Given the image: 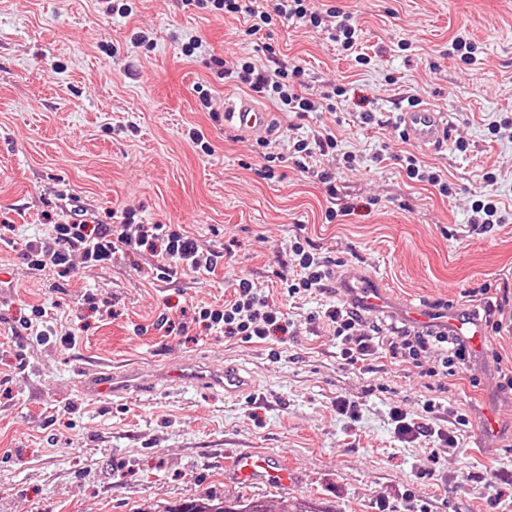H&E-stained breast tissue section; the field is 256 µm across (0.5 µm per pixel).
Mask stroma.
I'll return each instance as SVG.
<instances>
[{"mask_svg": "<svg viewBox=\"0 0 512 512\" xmlns=\"http://www.w3.org/2000/svg\"><path fill=\"white\" fill-rule=\"evenodd\" d=\"M128 4L123 18L96 0H0V512H173L224 495L275 504L278 490L232 479L242 453L282 456L288 494L310 512H512V392L502 387L512 377V0H308L318 14L353 15L349 51L277 19L251 35L239 14ZM135 28L151 32V45L129 42ZM191 38L209 53L184 57ZM456 40L474 44L472 59L450 53ZM271 49L303 69L302 91L322 108L299 119L263 99L273 114L264 148L224 122L225 101L251 92L209 57L263 65ZM335 85L343 95H331ZM413 102L447 112L452 143L427 150L400 137L396 109ZM192 128L210 153L187 138ZM324 130L336 150L298 166L294 140ZM408 153L450 194L410 180L399 161ZM267 165L273 177H261ZM66 196L105 224L132 208L144 223L181 225L224 259L214 273L166 282L148 250L65 277L30 274L25 244L48 236L44 217ZM481 200L501 216L483 233L473 224ZM297 241L334 263L337 279L355 272L386 288L394 304L382 319H402L405 302L469 315L493 302L486 347L444 393L424 378L440 364L436 349L415 364L344 366L323 310L350 294L289 295ZM243 276L285 314L288 334L247 342L196 321L233 300ZM42 305L57 330L47 341L20 324ZM162 315L173 334L157 328ZM185 356L249 371L259 388L92 401L77 390L91 363L160 367ZM340 399L354 413L338 411ZM395 406L455 432L459 445L399 441ZM490 411L499 430L486 435Z\"/></svg>", "mask_w": 512, "mask_h": 512, "instance_id": "35a3bbf8", "label": "stroma"}]
</instances>
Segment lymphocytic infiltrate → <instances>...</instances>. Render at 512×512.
<instances>
[{
    "label": "lymphocytic infiltrate",
    "instance_id": "lymphocytic-infiltrate-1",
    "mask_svg": "<svg viewBox=\"0 0 512 512\" xmlns=\"http://www.w3.org/2000/svg\"><path fill=\"white\" fill-rule=\"evenodd\" d=\"M183 2L202 9L208 7L223 13L246 15L252 21L249 31L253 34L276 17L286 21L296 19L314 28L322 24L320 15L308 11L304 0H271V6L266 10L255 7L250 0ZM210 63L223 73L225 80L270 98L281 110L296 117H305L319 109L316 101L298 92L293 85L294 79L301 77V69L291 70L282 64L262 67L246 59L232 61L217 56L211 57ZM154 245L159 246L160 251L153 272L161 281L172 279L181 269L196 273L214 272L222 258L221 253L215 251H200L180 225L142 223L133 209L113 214L111 223L91 224L84 210L75 206L62 208L49 239L28 242L22 258L33 273L54 270L64 276L72 270L74 259H81L87 267L104 266L117 256L134 255L141 248ZM292 251L298 258L300 273L298 282L290 284L289 294L328 292L334 279L328 263L306 251L301 243H294ZM199 316L207 329L222 331L228 337L264 340L287 330L283 313L258 294L246 277L237 279L231 303L221 309H202ZM324 316L334 327L341 360L351 367L380 358L407 363L436 347L443 353L442 376L453 377L461 373L470 359L464 337L448 328L437 324L416 327L404 323L384 327L354 299L328 307Z\"/></svg>",
    "mask_w": 512,
    "mask_h": 512
}]
</instances>
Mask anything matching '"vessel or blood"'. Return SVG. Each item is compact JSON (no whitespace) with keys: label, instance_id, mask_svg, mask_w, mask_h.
I'll return each mask as SVG.
<instances>
[{"label":"vessel or blood","instance_id":"b4317fda","mask_svg":"<svg viewBox=\"0 0 512 512\" xmlns=\"http://www.w3.org/2000/svg\"><path fill=\"white\" fill-rule=\"evenodd\" d=\"M224 119L239 130L255 136L268 135L273 122L271 113L265 107L247 98L227 102ZM398 119L408 140L430 150L441 147L451 134L446 114L429 104L399 108ZM346 286L370 309L384 308L390 302L388 294L376 280L352 277L347 280ZM403 312L409 320L422 325L432 323L436 318L441 319L455 334L469 337L475 349H483L485 345L486 331L482 325L461 315L456 308L450 307L437 313L422 305L409 304L404 306ZM160 383L168 386H203L227 396L248 395L256 390L255 384L234 366L214 369L179 359L156 373L138 365L110 370L93 369L83 375L79 391L87 396L119 397L155 390ZM232 470L237 482L244 485L265 484L285 488L291 486L293 481L291 472L281 460L270 455H238Z\"/></svg>","mask_w":512,"mask_h":512}]
</instances>
